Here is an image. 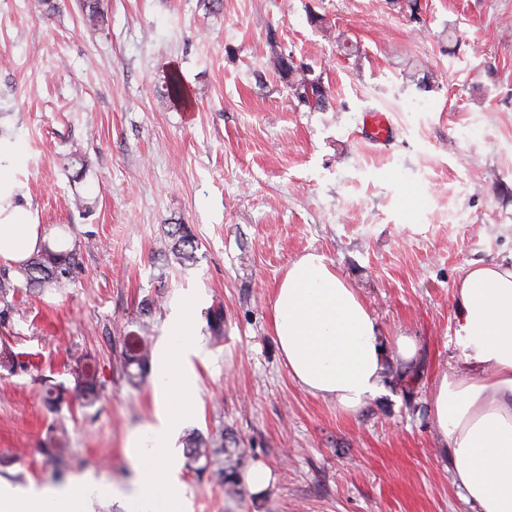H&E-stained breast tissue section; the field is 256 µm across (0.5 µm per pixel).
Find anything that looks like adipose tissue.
Segmentation results:
<instances>
[{
    "mask_svg": "<svg viewBox=\"0 0 512 512\" xmlns=\"http://www.w3.org/2000/svg\"><path fill=\"white\" fill-rule=\"evenodd\" d=\"M22 170L20 143L0 135V264L7 266L23 263L46 240ZM455 301L454 351L431 396L432 425L457 489L476 512H512V268L472 265ZM197 308L195 295H183L157 342L156 410L128 442L129 483L111 485L86 473L59 488L0 487V512H84L91 493L112 497L125 512H186L174 443L197 399ZM272 327L292 378L349 415L378 394L389 351L405 360L418 351L407 336L387 348L364 300L315 252L292 261L282 275Z\"/></svg>",
    "mask_w": 512,
    "mask_h": 512,
    "instance_id": "obj_1",
    "label": "adipose tissue"
}]
</instances>
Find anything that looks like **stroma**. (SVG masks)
Listing matches in <instances>:
<instances>
[{
	"instance_id": "1",
	"label": "stroma",
	"mask_w": 512,
	"mask_h": 512,
	"mask_svg": "<svg viewBox=\"0 0 512 512\" xmlns=\"http://www.w3.org/2000/svg\"><path fill=\"white\" fill-rule=\"evenodd\" d=\"M223 2L101 0L95 31L81 0H0V131L23 146L48 239L79 261L62 288L0 291V485L127 477V440L155 411L135 357L194 291L203 359L177 439L190 512H474L430 397L458 279L478 261L512 266V0H418L414 14L406 0ZM276 51L322 72L326 111L288 100ZM173 68L188 106L166 95ZM368 112L393 123L389 145L363 139ZM177 224L195 236L184 266ZM307 252L358 288L387 341L419 346L409 363L388 355L380 393L353 415L302 389L273 335L274 289ZM76 353L97 372L91 405ZM259 463L274 479L256 493L245 475ZM83 24L93 30L105 29L108 15L100 0H85L82 13Z\"/></svg>"
}]
</instances>
